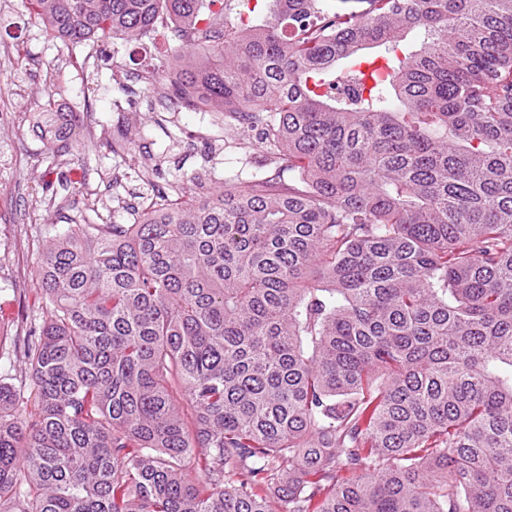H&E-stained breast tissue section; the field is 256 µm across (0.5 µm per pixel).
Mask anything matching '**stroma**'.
Returning <instances> with one entry per match:
<instances>
[{"label":"stroma","instance_id":"stroma-1","mask_svg":"<svg viewBox=\"0 0 512 512\" xmlns=\"http://www.w3.org/2000/svg\"><path fill=\"white\" fill-rule=\"evenodd\" d=\"M104 48L118 70L102 62L73 66L88 46L72 53L49 42L25 0H0V336L8 342L37 315L33 274L63 217L91 201L104 220L124 224L132 206L150 201L154 185L206 197L223 191L225 179L254 171L256 145L225 128L223 114L129 108L116 82L165 65L162 42L117 40ZM50 85L75 121L69 148L81 168L75 188L66 191L58 187L64 157L31 128Z\"/></svg>","mask_w":512,"mask_h":512}]
</instances>
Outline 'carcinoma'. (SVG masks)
<instances>
[{"mask_svg": "<svg viewBox=\"0 0 512 512\" xmlns=\"http://www.w3.org/2000/svg\"><path fill=\"white\" fill-rule=\"evenodd\" d=\"M250 2L26 0L274 170L51 237L0 512H512V0Z\"/></svg>", "mask_w": 512, "mask_h": 512, "instance_id": "1", "label": "carcinoma"}]
</instances>
